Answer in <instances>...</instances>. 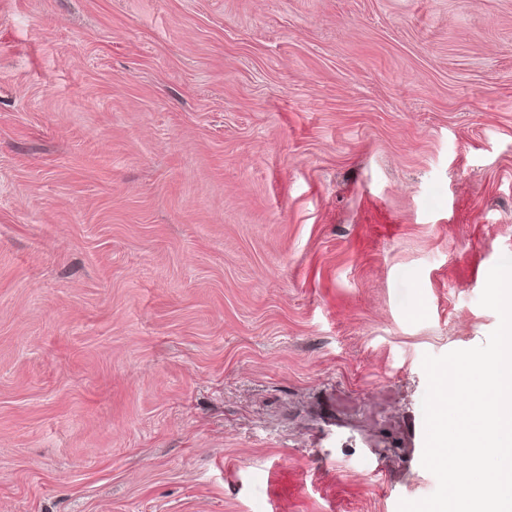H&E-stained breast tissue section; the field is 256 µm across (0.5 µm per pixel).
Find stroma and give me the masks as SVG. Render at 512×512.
I'll return each mask as SVG.
<instances>
[{"label": "stroma", "mask_w": 512, "mask_h": 512, "mask_svg": "<svg viewBox=\"0 0 512 512\" xmlns=\"http://www.w3.org/2000/svg\"><path fill=\"white\" fill-rule=\"evenodd\" d=\"M504 256L512 0H0V512L428 497ZM262 484L261 512L294 511L304 501L306 481L282 463L264 470ZM316 474L317 487L320 495L326 498L331 511L341 510L336 501V469L332 464L322 465Z\"/></svg>", "instance_id": "stroma-1"}]
</instances>
